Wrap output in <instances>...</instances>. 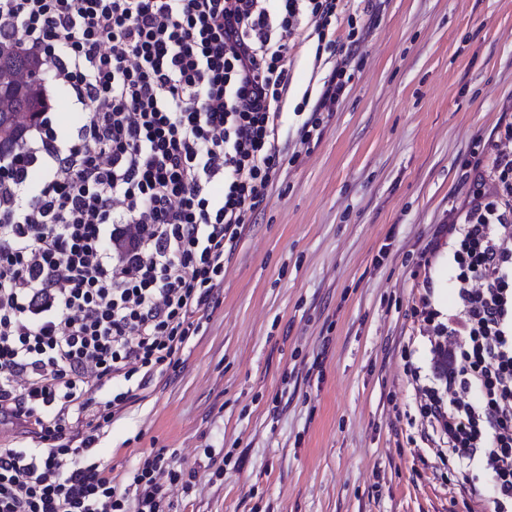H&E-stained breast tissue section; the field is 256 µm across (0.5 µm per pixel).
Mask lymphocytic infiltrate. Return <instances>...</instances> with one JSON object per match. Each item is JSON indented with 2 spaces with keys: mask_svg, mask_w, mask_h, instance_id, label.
Here are the masks:
<instances>
[{
  "mask_svg": "<svg viewBox=\"0 0 512 512\" xmlns=\"http://www.w3.org/2000/svg\"><path fill=\"white\" fill-rule=\"evenodd\" d=\"M346 0H0V41L36 56L81 114L42 121L0 164V421L37 448H0V512H166L192 474L163 454L127 483L89 455L84 416L111 422L179 362L224 266L288 160L281 104L305 33L334 65L296 108L317 145L364 40ZM346 21L344 41L336 39ZM471 165L428 250L447 253L448 314L423 299L441 387L420 412L448 456L490 473L512 512V122Z\"/></svg>",
  "mask_w": 512,
  "mask_h": 512,
  "instance_id": "obj_1",
  "label": "lymphocytic infiltrate"
}]
</instances>
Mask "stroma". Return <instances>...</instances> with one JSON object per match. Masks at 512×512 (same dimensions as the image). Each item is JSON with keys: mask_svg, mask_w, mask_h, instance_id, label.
Returning a JSON list of instances; mask_svg holds the SVG:
<instances>
[{"mask_svg": "<svg viewBox=\"0 0 512 512\" xmlns=\"http://www.w3.org/2000/svg\"><path fill=\"white\" fill-rule=\"evenodd\" d=\"M370 16L320 143L284 167L180 361L99 431L126 476L164 453L195 472L170 512H487L419 411L431 344L413 310L452 290L419 254L469 189L463 164L512 121V0H350ZM290 52L283 106L330 71ZM214 449L206 457V449Z\"/></svg>", "mask_w": 512, "mask_h": 512, "instance_id": "35a3bbf8", "label": "stroma"}]
</instances>
